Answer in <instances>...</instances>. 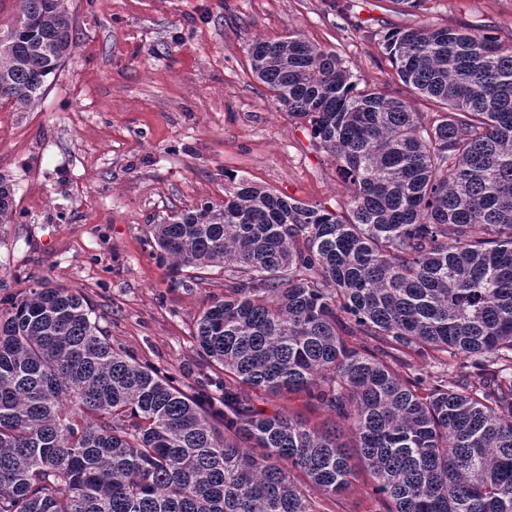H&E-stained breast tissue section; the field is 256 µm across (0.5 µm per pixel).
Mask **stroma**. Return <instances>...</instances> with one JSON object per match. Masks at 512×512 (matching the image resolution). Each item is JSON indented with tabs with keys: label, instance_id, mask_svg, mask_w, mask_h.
Returning <instances> with one entry per match:
<instances>
[{
	"label": "stroma",
	"instance_id": "obj_1",
	"mask_svg": "<svg viewBox=\"0 0 512 512\" xmlns=\"http://www.w3.org/2000/svg\"><path fill=\"white\" fill-rule=\"evenodd\" d=\"M69 0L79 39L34 109L0 106V174L15 213L0 224V297L35 281L83 295L115 349L208 384L194 322L224 295V271L174 285L148 227L185 207L220 204L242 179L336 208L349 191L301 121L252 73L249 44L297 31L336 52L364 85L404 99L423 122L435 106L405 87L381 45L421 22L492 28L512 45V0ZM267 409L333 424L304 394L256 392ZM322 512H384L367 478Z\"/></svg>",
	"mask_w": 512,
	"mask_h": 512
}]
</instances>
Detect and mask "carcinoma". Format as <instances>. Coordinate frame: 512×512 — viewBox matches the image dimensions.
I'll use <instances>...</instances> for the list:
<instances>
[{
  "label": "carcinoma",
  "mask_w": 512,
  "mask_h": 512,
  "mask_svg": "<svg viewBox=\"0 0 512 512\" xmlns=\"http://www.w3.org/2000/svg\"><path fill=\"white\" fill-rule=\"evenodd\" d=\"M17 2L0 100L25 109L77 34L69 0ZM382 45L433 123L297 32L248 48L336 161L342 211L241 180L148 225L172 277L224 269L194 323L222 406L114 349L82 295L43 281L0 299V512H321L312 489L363 474L388 512H512V45L429 23ZM14 202L1 174L0 224ZM450 357L451 387L408 375ZM258 388L306 393L350 443L267 412Z\"/></svg>",
  "instance_id": "cac0c4a2"
}]
</instances>
